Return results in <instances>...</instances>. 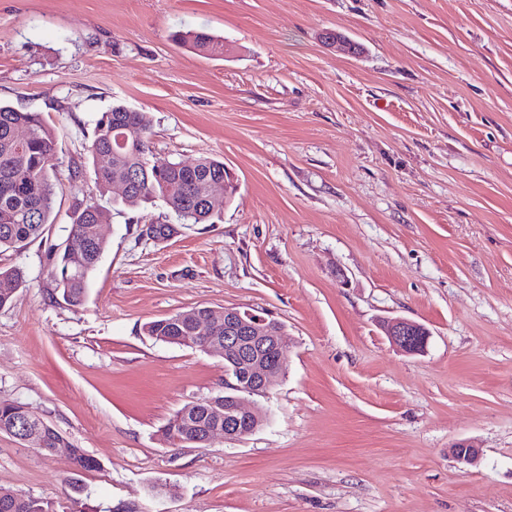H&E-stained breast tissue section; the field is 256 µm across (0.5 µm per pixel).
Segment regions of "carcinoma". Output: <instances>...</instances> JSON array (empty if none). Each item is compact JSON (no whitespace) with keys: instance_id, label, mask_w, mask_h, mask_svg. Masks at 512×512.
Wrapping results in <instances>:
<instances>
[{"instance_id":"obj_1","label":"carcinoma","mask_w":512,"mask_h":512,"mask_svg":"<svg viewBox=\"0 0 512 512\" xmlns=\"http://www.w3.org/2000/svg\"><path fill=\"white\" fill-rule=\"evenodd\" d=\"M173 38L207 56L224 54V43L202 31L177 32ZM25 126L30 137L19 145L15 130ZM87 153L98 185L114 178H133L131 197L148 203L156 199L170 206L185 224H210L221 207L205 199L203 182L224 179V162L199 158L190 171L171 159L155 154L151 148V126L144 112L116 105L97 121ZM57 165L55 135L38 112H20L0 104V253L18 252L37 240L50 223L54 184L51 172ZM69 231L83 239L84 253L76 261L62 249L51 250L50 275L57 292L70 306L85 302L90 273L98 266L107 243L98 232L100 219L108 215L95 203L80 204ZM150 338L172 344L179 339L185 347L194 342L191 325L177 312L144 325ZM173 416L166 424L164 437L172 445L185 439L183 427ZM21 428L20 415L10 403L0 404V431L8 434ZM0 512H54L52 502L19 494L0 487Z\"/></svg>"}]
</instances>
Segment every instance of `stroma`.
Instances as JSON below:
<instances>
[{"instance_id":"35a3bbf8","label":"stroma","mask_w":512,"mask_h":512,"mask_svg":"<svg viewBox=\"0 0 512 512\" xmlns=\"http://www.w3.org/2000/svg\"><path fill=\"white\" fill-rule=\"evenodd\" d=\"M193 29L225 55L171 38ZM0 103L41 113L59 158L53 224L0 255L25 274L0 402L99 463L0 433V487L56 512H512V0H0ZM117 104L238 189L212 224L111 212L73 308L49 252L76 205L117 196L86 150ZM194 307L277 320L287 361L260 429L175 447L163 426L223 390L224 361L142 327ZM387 318L424 326L425 353ZM384 330L390 342L407 354H418L426 350L429 334L421 325L403 318L384 323ZM50 426L49 424H47ZM51 428L54 429L53 432L47 433L46 438L44 440L43 445L41 447H38L40 450L45 452H55L60 448L62 445L69 447L68 451L70 454V448L72 450V463L73 465L79 469V470H91L98 466V462L91 458L90 456L86 455L81 448H75L73 445L69 444L68 442H65L62 435L52 426ZM58 443H60L58 445ZM58 447V448H57ZM50 448V451L48 450Z\"/></svg>"}]
</instances>
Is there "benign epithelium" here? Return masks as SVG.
Returning a JSON list of instances; mask_svg holds the SVG:
<instances>
[{"instance_id": "benign-epithelium-1", "label": "benign epithelium", "mask_w": 512, "mask_h": 512, "mask_svg": "<svg viewBox=\"0 0 512 512\" xmlns=\"http://www.w3.org/2000/svg\"><path fill=\"white\" fill-rule=\"evenodd\" d=\"M193 331L205 341L202 351L218 353L224 359L225 386L233 393H220L189 404L182 415H189L200 405L209 426L198 442L209 443L214 437L237 440L259 429L260 414L254 398L264 397L275 378L284 369L286 350L281 324L275 320L236 308L209 309L206 314L187 313ZM390 342L407 354L426 350L429 334L421 325L403 318L384 323ZM460 464L475 466L481 449L472 442H459L449 448Z\"/></svg>"}]
</instances>
